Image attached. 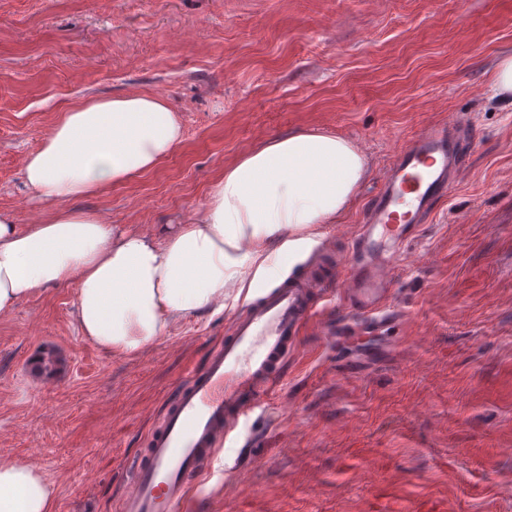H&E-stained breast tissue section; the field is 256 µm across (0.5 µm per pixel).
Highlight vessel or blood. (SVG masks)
<instances>
[{
    "label": "vessel or blood",
    "mask_w": 512,
    "mask_h": 512,
    "mask_svg": "<svg viewBox=\"0 0 512 512\" xmlns=\"http://www.w3.org/2000/svg\"><path fill=\"white\" fill-rule=\"evenodd\" d=\"M474 137L463 114L424 127L393 151L362 223L337 225V239L350 245L347 261H333L325 241L306 255V273L258 281L244 294L224 322L223 338L204 366L188 374L130 462L118 512H178L219 449L256 443L261 412L303 336L336 330L317 310V297L336 305L348 322L387 328L400 320L394 304L399 276L424 225L466 179ZM230 470L234 479L223 489L228 498L249 483L243 457L233 458Z\"/></svg>",
    "instance_id": "b4317fda"
}]
</instances>
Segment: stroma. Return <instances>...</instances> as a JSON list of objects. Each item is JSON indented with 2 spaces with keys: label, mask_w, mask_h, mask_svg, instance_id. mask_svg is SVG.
Wrapping results in <instances>:
<instances>
[{
  "label": "stroma",
  "mask_w": 512,
  "mask_h": 512,
  "mask_svg": "<svg viewBox=\"0 0 512 512\" xmlns=\"http://www.w3.org/2000/svg\"><path fill=\"white\" fill-rule=\"evenodd\" d=\"M512 52V0H0V211L46 213L24 160L63 108L135 93L168 101L183 137L145 174L78 200L118 229L195 218L225 167L268 139L330 130L371 175L395 146L462 112L477 131L470 176L413 245L393 329L306 335L288 363L238 496L216 461L192 512H512V99L491 72ZM74 285L0 316V459L55 485L54 512H117L124 462L237 302L174 323L149 350L109 356L79 332ZM344 428H337V421Z\"/></svg>",
  "instance_id": "35a3bbf8"
}]
</instances>
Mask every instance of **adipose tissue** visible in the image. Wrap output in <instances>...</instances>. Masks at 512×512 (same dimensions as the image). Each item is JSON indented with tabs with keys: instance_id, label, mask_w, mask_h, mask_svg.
<instances>
[{
	"instance_id": "ef3b65f1",
	"label": "adipose tissue",
	"mask_w": 512,
	"mask_h": 512,
	"mask_svg": "<svg viewBox=\"0 0 512 512\" xmlns=\"http://www.w3.org/2000/svg\"><path fill=\"white\" fill-rule=\"evenodd\" d=\"M182 140L159 97L90 98L62 111L24 162L25 186L48 214L19 229L0 212V315L44 289L75 283L79 330L108 355L141 353L170 325L242 292L263 246L289 259L350 208L365 155L333 132L258 146L224 170L197 219L164 236L119 232L71 200L97 195L165 161ZM55 488L35 466L0 459V512H53Z\"/></svg>"
}]
</instances>
